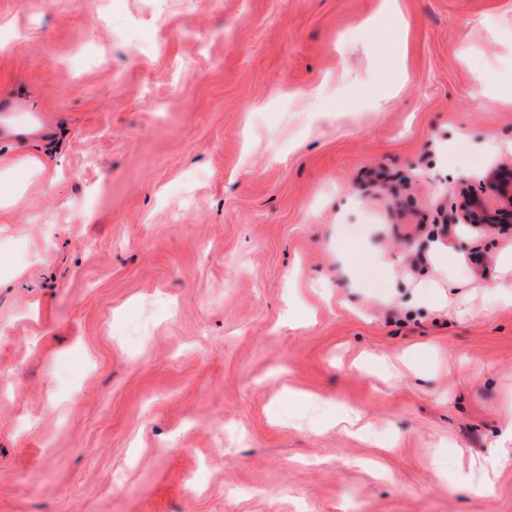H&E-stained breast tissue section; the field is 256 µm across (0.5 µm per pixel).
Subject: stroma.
<instances>
[{"label":"stroma","instance_id":"35a3bbf8","mask_svg":"<svg viewBox=\"0 0 512 512\" xmlns=\"http://www.w3.org/2000/svg\"><path fill=\"white\" fill-rule=\"evenodd\" d=\"M397 6L0 0V512H512V0ZM486 194L475 195L467 180H461L458 201L448 215V227L489 230L495 224L512 222V169H490L483 177Z\"/></svg>","mask_w":512,"mask_h":512}]
</instances>
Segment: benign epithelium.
Returning a JSON list of instances; mask_svg holds the SVG:
<instances>
[{"instance_id":"7a95c632","label":"benign epithelium","mask_w":512,"mask_h":512,"mask_svg":"<svg viewBox=\"0 0 512 512\" xmlns=\"http://www.w3.org/2000/svg\"><path fill=\"white\" fill-rule=\"evenodd\" d=\"M486 194L476 195L462 180L458 201L448 215V226H463L470 230H489L496 224L512 222V169L494 168L483 177Z\"/></svg>"}]
</instances>
